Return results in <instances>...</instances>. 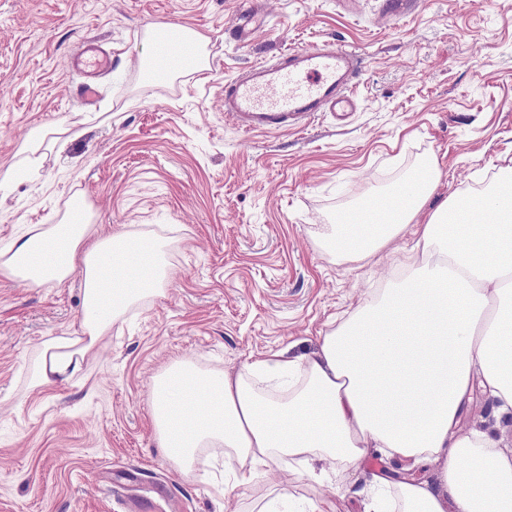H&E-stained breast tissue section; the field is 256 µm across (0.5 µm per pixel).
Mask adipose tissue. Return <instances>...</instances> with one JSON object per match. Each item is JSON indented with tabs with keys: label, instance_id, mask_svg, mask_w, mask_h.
I'll use <instances>...</instances> for the list:
<instances>
[{
	"label": "adipose tissue",
	"instance_id": "obj_1",
	"mask_svg": "<svg viewBox=\"0 0 512 512\" xmlns=\"http://www.w3.org/2000/svg\"><path fill=\"white\" fill-rule=\"evenodd\" d=\"M440 177L367 217L324 224L315 236L336 261L382 253L418 225L415 254L385 287L357 305L316 351L276 353L237 371L173 363L153 383L156 438L181 474L199 449L257 468L288 458L355 468L369 449L437 465L436 482L374 476L372 512H512V451L489 429L461 430L473 388L512 415V170L491 189L492 216L467 198L428 201ZM169 240L142 233L94 236L87 219L27 224L0 248V275L32 285L83 273L77 329L47 337L30 366L29 387L69 382L94 358L113 323L159 295L169 278ZM274 373L271 396L258 375Z\"/></svg>",
	"mask_w": 512,
	"mask_h": 512
}]
</instances>
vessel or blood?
I'll list each match as a JSON object with an SVG mask.
<instances>
[{"instance_id": "vessel-or-blood-1", "label": "vessel or blood", "mask_w": 512, "mask_h": 512, "mask_svg": "<svg viewBox=\"0 0 512 512\" xmlns=\"http://www.w3.org/2000/svg\"><path fill=\"white\" fill-rule=\"evenodd\" d=\"M361 61L329 45L287 53L225 83L224 110L247 132L290 130L319 112H352Z\"/></svg>"}]
</instances>
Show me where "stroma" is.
Masks as SVG:
<instances>
[{"mask_svg":"<svg viewBox=\"0 0 512 512\" xmlns=\"http://www.w3.org/2000/svg\"><path fill=\"white\" fill-rule=\"evenodd\" d=\"M257 8L248 40L232 36ZM150 24L188 28L206 68L159 80ZM112 54L97 96L80 95L82 45ZM328 43L356 51L358 112L315 114L284 133L241 132L224 85L251 66ZM68 132L27 170L31 130ZM430 199L477 194L512 168V0H411L396 18L385 0H0V247L20 225L57 224L81 201L99 234L166 231L174 274L112 327L86 374L39 394L29 362L42 342L77 327L83 277L30 287L0 276V512H250L292 494L370 512L368 483L399 459L370 450L331 480L270 479L223 489V456L173 469L153 424L154 377L190 360L233 369L280 351L316 350L344 312L370 296L416 242L405 232L376 259L337 263L317 225L389 204L430 161ZM474 390L464 429L496 427L512 448V417Z\"/></svg>","mask_w":512,"mask_h":512,"instance_id":"35a3bbf8","label":"stroma"}]
</instances>
